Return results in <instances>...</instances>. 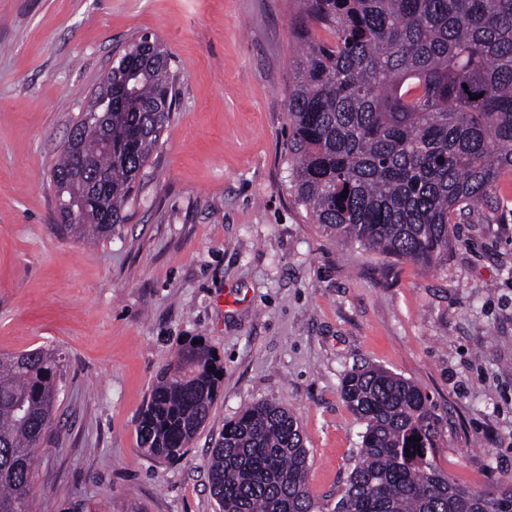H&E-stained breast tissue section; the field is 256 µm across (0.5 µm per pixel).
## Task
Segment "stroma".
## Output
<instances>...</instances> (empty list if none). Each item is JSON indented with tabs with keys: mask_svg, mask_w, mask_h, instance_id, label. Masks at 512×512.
<instances>
[{
	"mask_svg": "<svg viewBox=\"0 0 512 512\" xmlns=\"http://www.w3.org/2000/svg\"><path fill=\"white\" fill-rule=\"evenodd\" d=\"M298 0H0V352L64 358L30 512H219L208 461L224 423L268 401L298 417L325 512L365 424L340 392L380 366L416 384L434 460L512 486V173L462 219L442 266L365 252L289 192ZM171 58L176 110L125 223L94 243L60 225L52 169L87 95L142 37ZM223 367L183 457L140 448L138 417L190 339Z\"/></svg>",
	"mask_w": 512,
	"mask_h": 512,
	"instance_id": "1",
	"label": "stroma"
}]
</instances>
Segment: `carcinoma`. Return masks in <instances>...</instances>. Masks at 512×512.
<instances>
[{
  "instance_id": "obj_1",
  "label": "carcinoma",
  "mask_w": 512,
  "mask_h": 512,
  "mask_svg": "<svg viewBox=\"0 0 512 512\" xmlns=\"http://www.w3.org/2000/svg\"><path fill=\"white\" fill-rule=\"evenodd\" d=\"M302 3L306 46L289 85L284 147L294 201L324 231L364 251L442 265L451 225L512 171V0ZM316 27L333 39L310 33ZM176 97L162 45L133 42L112 65V135L84 145L103 179L79 189L78 220L68 229L97 240L125 222ZM62 362L42 347L0 353V512H28L35 450L52 420ZM221 376L206 342H187L140 415V447L181 458ZM341 391L365 431L332 512H512V487L478 492L434 465L435 426L418 386L370 366L347 374ZM307 461L299 419L256 402L224 423L209 481L222 512H322Z\"/></svg>"
}]
</instances>
